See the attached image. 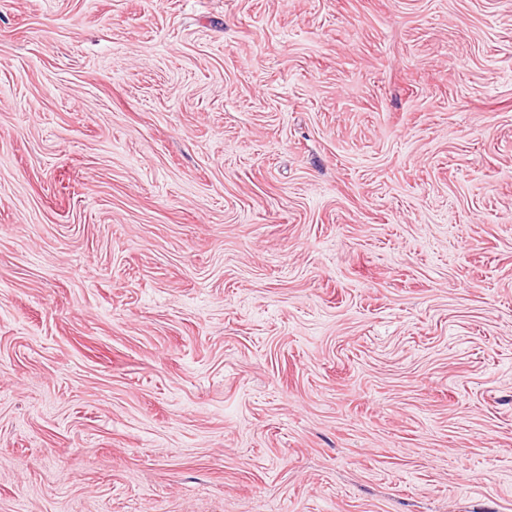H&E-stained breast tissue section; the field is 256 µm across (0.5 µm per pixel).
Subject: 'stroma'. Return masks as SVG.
<instances>
[{"label": "stroma", "instance_id": "stroma-1", "mask_svg": "<svg viewBox=\"0 0 512 512\" xmlns=\"http://www.w3.org/2000/svg\"><path fill=\"white\" fill-rule=\"evenodd\" d=\"M0 512H512V0H0Z\"/></svg>", "mask_w": 512, "mask_h": 512}]
</instances>
